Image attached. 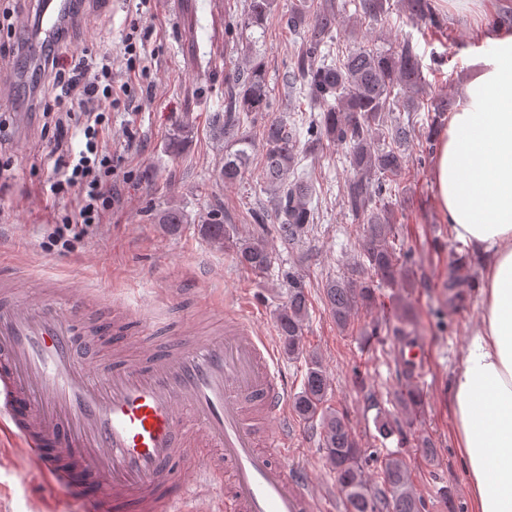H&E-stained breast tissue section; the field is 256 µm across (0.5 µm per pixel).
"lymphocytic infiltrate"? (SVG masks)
<instances>
[{
    "label": "lymphocytic infiltrate",
    "mask_w": 512,
    "mask_h": 512,
    "mask_svg": "<svg viewBox=\"0 0 512 512\" xmlns=\"http://www.w3.org/2000/svg\"><path fill=\"white\" fill-rule=\"evenodd\" d=\"M65 39L61 31L46 45L37 71L47 79L53 97L42 108V131L50 136V192L71 198L69 214L52 232L54 242L61 244L107 223L112 211L124 206L117 183L119 159L106 148L101 134L112 112L135 111L133 86L148 70L146 45L132 34L123 41L124 79L115 78L108 61L96 66L80 62L62 69L60 47Z\"/></svg>",
    "instance_id": "1"
}]
</instances>
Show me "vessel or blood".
I'll return each mask as SVG.
<instances>
[{
    "mask_svg": "<svg viewBox=\"0 0 512 512\" xmlns=\"http://www.w3.org/2000/svg\"><path fill=\"white\" fill-rule=\"evenodd\" d=\"M71 0H42L38 37L55 38ZM87 298L37 301L0 291V433L26 468L61 486L83 512H334L294 463L278 351L239 310L215 335L129 354V311L107 304L98 336L78 339ZM116 350L96 368L101 337ZM419 380L420 341L402 351ZM223 485L224 498L206 493Z\"/></svg>",
    "mask_w": 512,
    "mask_h": 512,
    "instance_id": "b4317fda",
    "label": "vessel or blood"
}]
</instances>
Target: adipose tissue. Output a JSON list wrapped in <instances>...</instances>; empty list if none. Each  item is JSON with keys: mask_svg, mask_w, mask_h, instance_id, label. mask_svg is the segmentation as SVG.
Returning a JSON list of instances; mask_svg holds the SVG:
<instances>
[{"mask_svg": "<svg viewBox=\"0 0 512 512\" xmlns=\"http://www.w3.org/2000/svg\"><path fill=\"white\" fill-rule=\"evenodd\" d=\"M448 116L436 202L481 267L480 319L448 382L472 512H512V29L485 33Z\"/></svg>", "mask_w": 512, "mask_h": 512, "instance_id": "1", "label": "adipose tissue"}]
</instances>
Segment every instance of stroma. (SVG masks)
Here are the masks:
<instances>
[{
  "mask_svg": "<svg viewBox=\"0 0 512 512\" xmlns=\"http://www.w3.org/2000/svg\"><path fill=\"white\" fill-rule=\"evenodd\" d=\"M237 3L153 0L145 15L137 13L133 0H80L65 22L64 65L91 54L111 57L113 71H120L122 42L127 33L137 32L153 58V101L142 111L112 115L110 140L121 157L118 174L128 205L114 213L111 223L62 248L49 243L50 221L64 217L66 210H45L38 195L47 176L48 148L39 118L30 110L32 80L23 74L28 58L41 51L34 22L39 4L0 0V19L11 18L17 29L12 38L0 29V59L13 74L9 93L0 99V158L13 166L10 180L0 189V277L13 274L59 289H78L94 303L120 302L133 314L130 335L147 337L152 347L162 348L189 330L199 337L212 335L223 325L229 304L240 305L261 334L279 345L277 310L287 297L289 276H296L308 294L305 345L321 358L330 380L329 406L348 422L365 452L367 481L378 485L379 456L397 450L424 512H471L451 431L448 381L456 354L480 315V267L467 268L457 287L460 300L449 306L448 268L455 238L436 204V152L424 138L414 139L407 148L406 173L396 181L395 245L412 255L409 281L380 287L373 308L358 312L349 330L339 329L325 304L323 285L350 272L359 259L362 232L361 222L341 204V188L351 175L343 148L304 158L320 221L294 246L280 239L273 224L254 219L268 198L260 151H253L241 182L227 186L216 179L224 144L212 136L208 120L224 107L225 74L244 63L232 49L235 33L224 30ZM505 6L512 7V0H438L436 12L448 34L444 40L413 21L401 0H390L385 22L374 26L362 23L350 7L336 43L346 51L368 38L384 48L410 40L427 80L412 114L423 127L428 103L441 97L456 100L461 75L480 53L478 36ZM300 43L277 13L255 45L273 89L271 116L315 109L282 83ZM187 112L195 121L193 141L174 157L166 145L175 121ZM170 206L182 208L187 223L175 229L157 223L159 210ZM210 213L221 214L236 237L262 238L275 256L273 266L262 274L252 272L236 263L232 247L213 246L200 230ZM403 329L428 349L425 373L416 384L420 404L408 412L396 402L397 392L408 383L396 352ZM380 410L394 428L385 441L378 439L373 423ZM295 426L298 462L310 471L318 492L341 498L320 451L318 427L301 420ZM18 453L12 444L0 446V512H54L65 505L63 492L52 485L26 484Z\"/></svg>",
  "mask_w": 512,
  "mask_h": 512,
  "instance_id": "obj_1",
  "label": "stroma"
}]
</instances>
